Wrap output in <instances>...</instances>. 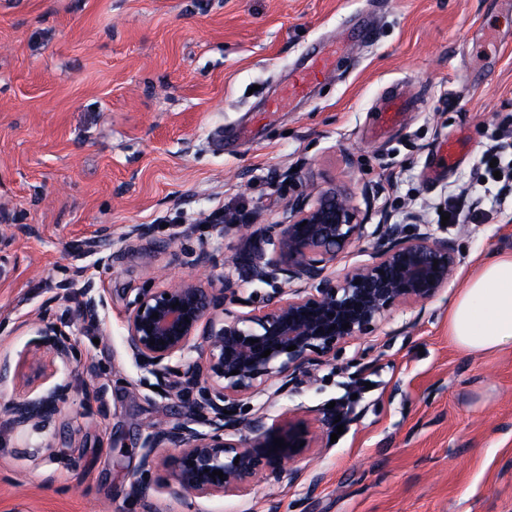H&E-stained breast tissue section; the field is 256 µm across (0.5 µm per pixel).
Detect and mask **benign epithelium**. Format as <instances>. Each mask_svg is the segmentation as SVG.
<instances>
[{"instance_id":"7a95c632","label":"benign epithelium","mask_w":512,"mask_h":512,"mask_svg":"<svg viewBox=\"0 0 512 512\" xmlns=\"http://www.w3.org/2000/svg\"><path fill=\"white\" fill-rule=\"evenodd\" d=\"M366 220L331 188L288 200L279 224L214 222L217 238L234 230L251 242L247 253L233 259L241 279L275 286L258 309L238 310L244 301L252 306V299L229 277L182 278L163 288L138 289L127 307V350L161 395L178 400L183 411L141 436L145 476L158 467L157 449L176 453L166 460L168 482L158 488L135 479L134 496L146 498L158 489L179 501L244 493L320 447L321 429L309 420L290 416L271 423L262 407L243 413V402L261 395L271 399L312 380L338 349L373 331L393 307L436 297L459 265L456 241L429 224H377L370 231ZM367 237L373 239L369 261L341 276L330 272L339 254ZM103 306L89 281L75 315L94 327ZM38 323V346L69 357L72 334L55 321L52 305L39 312ZM291 345L296 349L287 350ZM267 349L270 355L261 357ZM62 392L11 402L3 412L12 426H26L54 408ZM276 438L286 446L274 449Z\"/></svg>"}]
</instances>
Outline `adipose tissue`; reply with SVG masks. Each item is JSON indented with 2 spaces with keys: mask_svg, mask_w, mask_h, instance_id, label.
I'll return each mask as SVG.
<instances>
[{
  "mask_svg": "<svg viewBox=\"0 0 512 512\" xmlns=\"http://www.w3.org/2000/svg\"><path fill=\"white\" fill-rule=\"evenodd\" d=\"M448 334L472 354L512 349V256L483 263L448 311Z\"/></svg>",
  "mask_w": 512,
  "mask_h": 512,
  "instance_id": "1",
  "label": "adipose tissue"
}]
</instances>
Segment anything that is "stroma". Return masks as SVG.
<instances>
[{"mask_svg": "<svg viewBox=\"0 0 512 512\" xmlns=\"http://www.w3.org/2000/svg\"><path fill=\"white\" fill-rule=\"evenodd\" d=\"M347 31L321 84L271 108L309 55ZM412 95L402 122L372 137L385 101ZM512 130V9L503 0H0V399L68 382L57 411L25 427L0 417V512H512V350L470 354L448 309L483 261L512 254V197L476 174ZM464 141L447 163L436 149ZM336 187L371 221L409 214L457 241L439 296L398 307L344 346L316 381L267 406L322 421L367 383L358 418L297 475L244 495L183 505L129 496L140 437L178 418L124 343L127 303L168 279L212 274L242 248L210 220L276 224L289 199ZM477 208L443 225L452 196ZM157 242L128 249L129 225ZM122 251L115 265L100 256ZM93 280L100 324H76L65 286ZM73 332V356L36 348L45 305ZM96 377L102 403L79 381Z\"/></svg>", "mask_w": 512, "mask_h": 512, "instance_id": "stroma-1", "label": "stroma"}]
</instances>
